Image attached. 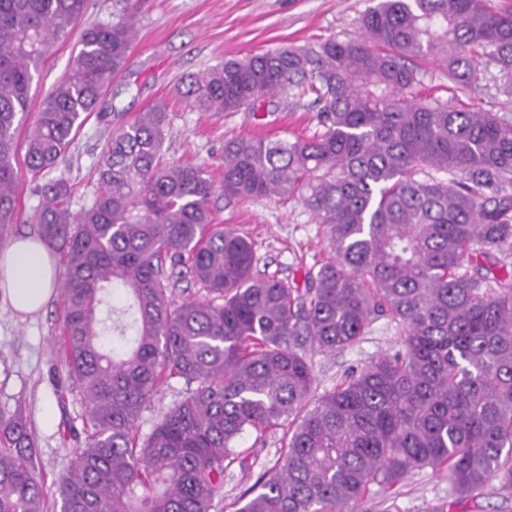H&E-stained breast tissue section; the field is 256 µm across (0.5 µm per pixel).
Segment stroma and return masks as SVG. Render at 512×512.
<instances>
[{"label": "stroma", "mask_w": 512, "mask_h": 512, "mask_svg": "<svg viewBox=\"0 0 512 512\" xmlns=\"http://www.w3.org/2000/svg\"><path fill=\"white\" fill-rule=\"evenodd\" d=\"M373 0H140L137 34L124 73L109 93L113 108L100 121L89 119L80 130L60 173L75 185V205L91 200L97 188L95 169L111 126L122 124L159 99L169 103V134L165 156L175 162L204 167L220 178L225 139L234 136L284 138L315 129L313 108L280 92L263 102L258 114L239 112L221 118L196 112L173 98L176 80L201 73L224 60L283 46H302L335 38L358 40L360 20ZM75 38L58 41L36 74L29 102L37 112L41 101L69 72L76 55ZM426 93L459 110L480 107L512 117V97L494 81L495 66L466 89L449 81L434 58L422 60ZM216 224L245 230L255 244L259 273L280 278L329 260L326 229L312 221L297 203L258 200L227 203L215 197ZM61 298L53 296L33 315L17 313L0 293V414L24 409L36 448V475L52 483L77 449L85 447L91 429L82 396L59 354ZM401 335L389 318L378 317L365 336L333 353L315 352L314 393L322 395L351 372L391 354ZM190 390L184 379L164 382L138 419V438L146 440L156 422ZM281 431L256 435L248 431L236 443L234 459L224 473V491L211 512H235L239 494L262 473L278 467ZM359 512H512V492L497 482L466 498L452 494L445 471L424 467L387 488L372 486Z\"/></svg>", "instance_id": "1"}]
</instances>
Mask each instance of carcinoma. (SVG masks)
Masks as SVG:
<instances>
[{"label":"carcinoma","mask_w":512,"mask_h":512,"mask_svg":"<svg viewBox=\"0 0 512 512\" xmlns=\"http://www.w3.org/2000/svg\"><path fill=\"white\" fill-rule=\"evenodd\" d=\"M87 0H0V240L18 223L17 149L51 171L105 100L135 39L139 0L85 27L68 74L33 120L27 103L54 41ZM362 41L328 39L232 58L175 94L215 115L311 95L319 130L224 141L220 186L167 162L168 102L113 129L98 189L72 212L69 178L37 185L29 215L65 255L60 345L92 434L54 483L60 512H210L246 431H283L282 465L237 512H357L373 484L445 467L452 490H512V121L422 95L430 55L466 87L480 61L512 95V10L488 0H377ZM229 202L296 201L333 259L302 281L259 276L254 242L214 227ZM191 279L202 298H173ZM387 315L401 348L312 399L308 354L357 342ZM197 383L143 445L161 384ZM28 418L0 417V512H44Z\"/></svg>","instance_id":"1"}]
</instances>
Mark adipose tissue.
Wrapping results in <instances>:
<instances>
[{
    "mask_svg": "<svg viewBox=\"0 0 512 512\" xmlns=\"http://www.w3.org/2000/svg\"><path fill=\"white\" fill-rule=\"evenodd\" d=\"M55 285L54 261L36 238H17L0 247V292L15 311L31 314L43 309Z\"/></svg>",
    "mask_w": 512,
    "mask_h": 512,
    "instance_id": "adipose-tissue-1",
    "label": "adipose tissue"
}]
</instances>
